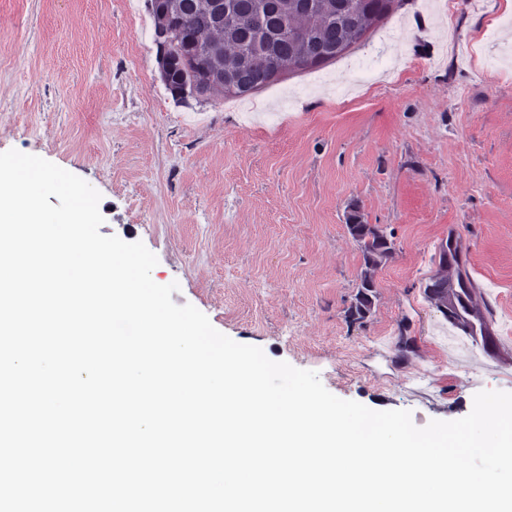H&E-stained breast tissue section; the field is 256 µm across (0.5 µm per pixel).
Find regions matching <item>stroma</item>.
<instances>
[{
  "label": "stroma",
  "instance_id": "obj_1",
  "mask_svg": "<svg viewBox=\"0 0 512 512\" xmlns=\"http://www.w3.org/2000/svg\"><path fill=\"white\" fill-rule=\"evenodd\" d=\"M405 0L342 58L338 84L279 111L286 74L234 100L180 103L159 79L145 0H0V152L40 156L101 195V234L143 242L236 342L318 373L336 397L383 401L416 426L512 392V8ZM388 51L366 82L351 61ZM391 232L371 315L349 322L364 271L351 211ZM457 226L494 350L448 368L446 320L423 294ZM388 346L377 351V338Z\"/></svg>",
  "mask_w": 512,
  "mask_h": 512
}]
</instances>
